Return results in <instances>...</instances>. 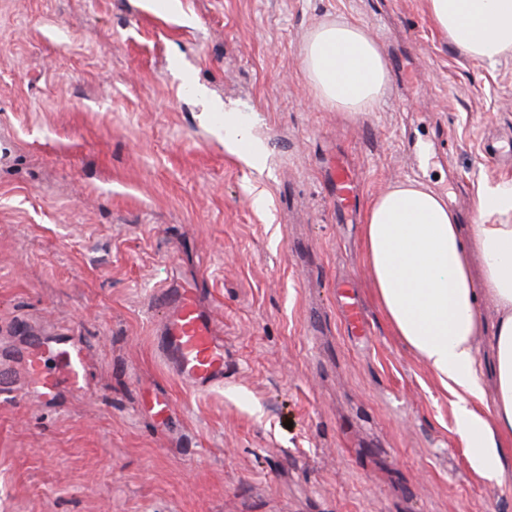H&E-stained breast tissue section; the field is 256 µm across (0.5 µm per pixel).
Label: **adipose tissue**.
Instances as JSON below:
<instances>
[{"label": "adipose tissue", "mask_w": 512, "mask_h": 512, "mask_svg": "<svg viewBox=\"0 0 512 512\" xmlns=\"http://www.w3.org/2000/svg\"><path fill=\"white\" fill-rule=\"evenodd\" d=\"M449 43L493 65L512 52V0H424ZM304 75L325 108L355 114L383 96L381 46L361 26L323 22L303 38ZM481 224L464 235L447 197L405 179L365 209L363 250L375 298L392 332L454 399L456 434L480 479L504 485L512 456V184L478 197ZM483 263L472 272L473 258ZM497 312L485 326L481 302ZM495 375V395L485 378Z\"/></svg>", "instance_id": "ef3b65f1"}]
</instances>
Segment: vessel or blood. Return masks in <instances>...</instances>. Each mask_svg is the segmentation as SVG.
<instances>
[{"label":"vessel or blood","mask_w":512,"mask_h":512,"mask_svg":"<svg viewBox=\"0 0 512 512\" xmlns=\"http://www.w3.org/2000/svg\"><path fill=\"white\" fill-rule=\"evenodd\" d=\"M330 180L341 210L356 213L359 197L351 169L337 162L331 168ZM158 304L163 316L156 331V347L177 377L197 390L222 384L224 341L215 317L202 307L195 288L178 283L162 289ZM342 312L351 335H366L365 318L354 298L344 297ZM61 374L71 386L85 384L87 359L81 343L63 340L52 346L39 344L29 351L25 380L35 384L37 395L52 398Z\"/></svg>","instance_id":"obj_1"}]
</instances>
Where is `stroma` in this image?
<instances>
[{
	"mask_svg": "<svg viewBox=\"0 0 512 512\" xmlns=\"http://www.w3.org/2000/svg\"><path fill=\"white\" fill-rule=\"evenodd\" d=\"M180 3L0 0V512H512L385 325L362 225L325 176L348 161L365 203L419 179L470 232L478 192L512 182V52L468 58L423 0ZM327 20L408 65L368 111L324 109L301 70ZM196 83L263 145L260 167ZM179 275L224 336L206 391L156 350L155 297ZM340 280L370 336L347 332ZM63 339L87 349L84 390L17 391L33 341Z\"/></svg>",
	"mask_w": 512,
	"mask_h": 512,
	"instance_id": "35a3bbf8",
	"label": "stroma"
}]
</instances>
